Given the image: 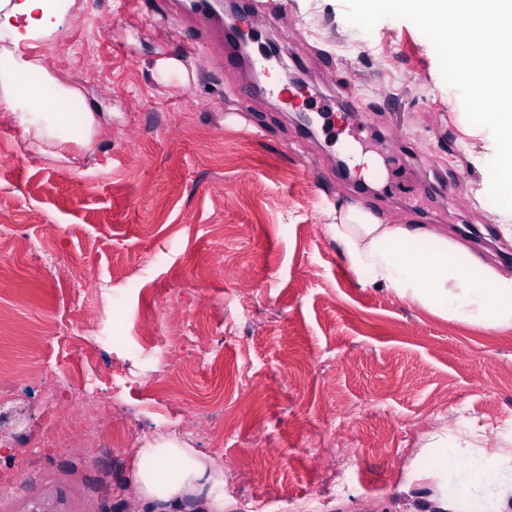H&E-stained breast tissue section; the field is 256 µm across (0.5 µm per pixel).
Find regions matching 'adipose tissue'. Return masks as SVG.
<instances>
[{
    "instance_id": "1",
    "label": "adipose tissue",
    "mask_w": 512,
    "mask_h": 512,
    "mask_svg": "<svg viewBox=\"0 0 512 512\" xmlns=\"http://www.w3.org/2000/svg\"><path fill=\"white\" fill-rule=\"evenodd\" d=\"M72 0H0V33L13 41L46 38L56 12ZM0 71V109L7 111L36 145L67 141L71 116L53 108L33 111L19 91L35 59L11 53ZM326 230L362 285L386 288L400 298L451 320L489 331L512 328V271L491 266L447 234L420 224H387L357 206L340 208ZM486 432L466 427L441 430L426 444L424 467L404 480L424 478L439 492L425 512H512V450L491 448ZM153 467H137L134 480L149 502L177 503L203 487L223 484L224 474L194 449L176 440H148L139 450Z\"/></svg>"
}]
</instances>
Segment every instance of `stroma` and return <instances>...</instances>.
Wrapping results in <instances>:
<instances>
[{
    "label": "stroma",
    "mask_w": 512,
    "mask_h": 512,
    "mask_svg": "<svg viewBox=\"0 0 512 512\" xmlns=\"http://www.w3.org/2000/svg\"><path fill=\"white\" fill-rule=\"evenodd\" d=\"M45 40L20 44L92 110L91 141L73 125L57 148L0 119V472L15 474L0 512H151L133 478L140 462L121 429L95 457L34 449L47 421L46 380L83 368L177 371L173 384L126 389L116 408L154 423L199 407L182 442L243 477L221 486L237 512H420L400 487L441 427L512 431V328L489 332L362 286L325 231L332 208L359 205L388 224L447 231L474 225L467 248L512 270V240L482 191L491 154L409 21L370 33L341 0H288V17L253 24L251 55L280 59L263 83L299 75L313 134L273 96L239 112L252 85L207 48L183 57L196 25L168 0L129 21L119 0H74ZM178 62L175 71L164 62ZM364 110L346 119L354 89ZM351 143L381 172L363 192L340 175ZM147 267L130 283L127 275ZM112 337L79 353L85 323L109 293Z\"/></svg>",
    "instance_id": "1"
}]
</instances>
